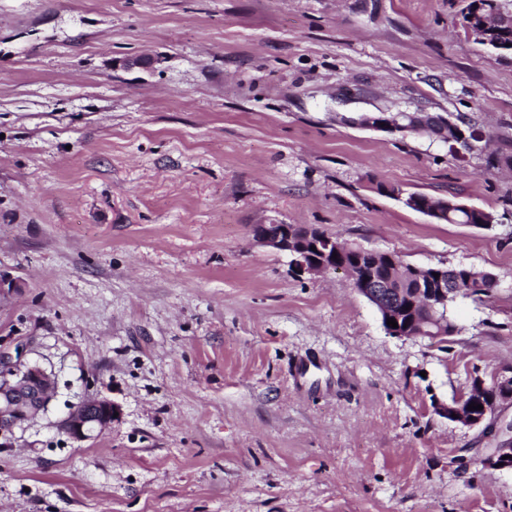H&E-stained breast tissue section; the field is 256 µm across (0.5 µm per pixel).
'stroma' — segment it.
<instances>
[{
  "label": "stroma",
  "mask_w": 512,
  "mask_h": 512,
  "mask_svg": "<svg viewBox=\"0 0 512 512\" xmlns=\"http://www.w3.org/2000/svg\"><path fill=\"white\" fill-rule=\"evenodd\" d=\"M466 6L0 0V351L55 379L0 446V512H512V473L477 463L495 433L434 410L512 370V55ZM417 110L467 145L352 123ZM259 224L497 286L454 299L446 343L400 339ZM98 396L120 419L71 440ZM388 193L397 199L402 200L403 203L408 205L412 210L425 214L431 218H435L436 216H448V208L450 210L454 208L464 209L452 212L448 218L445 217L442 219V221L448 224H479L480 226H489L490 224H494V221L496 220L493 215L486 220L485 224H480L486 215L483 212L466 211L473 209L477 210L478 208L457 200L448 201L427 196L426 201L422 202L419 200L418 196L412 195L411 193L408 194L403 189L395 187L394 189L390 188ZM114 413H118L114 417ZM121 409L105 397H95L72 407L62 422V430L75 441L101 434L120 418Z\"/></svg>",
  "instance_id": "obj_1"
}]
</instances>
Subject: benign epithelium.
<instances>
[{
  "instance_id": "obj_1",
  "label": "benign epithelium",
  "mask_w": 512,
  "mask_h": 512,
  "mask_svg": "<svg viewBox=\"0 0 512 512\" xmlns=\"http://www.w3.org/2000/svg\"><path fill=\"white\" fill-rule=\"evenodd\" d=\"M464 28L477 41L495 50H506L507 39L512 37V3L500 0L492 11L485 10L482 0H469L464 16ZM409 124L399 125L386 116L362 115L350 123L377 131H405L415 129L423 132L433 127L448 142H463L460 132L449 119L432 117L428 112L407 113ZM389 193L403 201L411 209L431 218L448 215V210L472 209V206L455 201L427 197L422 202L416 195L408 194L401 188H391ZM294 224H262L253 233L255 242L263 247L283 253L290 258V266L297 273L327 272L336 269L333 253L348 252L351 247L329 238L314 227L302 233L295 231ZM413 278L417 287L411 289L406 301H400L403 289L392 286L391 282L376 277L373 270L362 276L351 277L355 290L376 307L388 334L404 339H427L440 344L448 340L445 322L436 316L439 307L448 306L449 294L457 289L448 287V278L436 277V270L413 267ZM393 318L398 327L387 325ZM54 389L52 375L39 366L25 365L0 351V439L14 433V429L44 410L51 401ZM487 393L483 409L471 410L469 396L463 394L448 403L437 401L435 411L451 422L465 427L484 426L498 430L501 440L484 454L480 460L483 468L492 471L512 472V423L497 428L501 412L512 407V375H503L486 386L484 380L476 376L470 384V393ZM121 413L120 407L105 397H95L72 407L62 422V430L75 441H86L111 427L116 421L114 414Z\"/></svg>"
}]
</instances>
